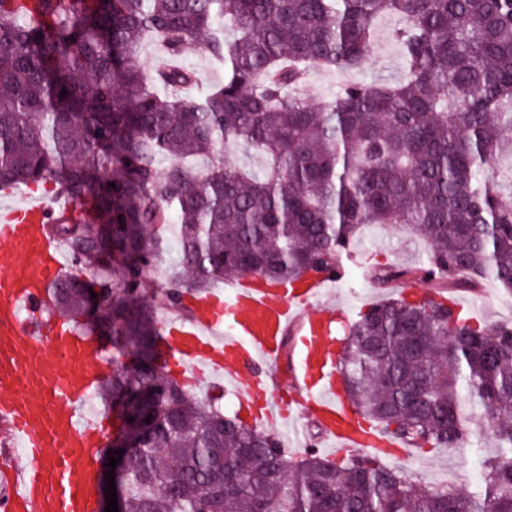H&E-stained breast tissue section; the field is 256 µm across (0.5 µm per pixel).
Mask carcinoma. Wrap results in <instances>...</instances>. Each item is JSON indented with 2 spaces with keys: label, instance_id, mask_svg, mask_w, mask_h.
Here are the masks:
<instances>
[{
  "label": "carcinoma",
  "instance_id": "carcinoma-1",
  "mask_svg": "<svg viewBox=\"0 0 512 512\" xmlns=\"http://www.w3.org/2000/svg\"><path fill=\"white\" fill-rule=\"evenodd\" d=\"M38 2L46 26L0 0V191L50 184L83 213L48 224L79 268L48 298L131 357L99 387L119 421L112 449L131 451L116 465L121 512H512V323L475 324L444 297L480 282L512 296L497 175L512 159V0ZM381 16L403 21V80L343 81L319 106L296 91L312 67L359 68ZM147 44L169 64L148 68ZM195 46L224 81L187 96L198 79L179 58ZM233 147L261 166L224 161ZM362 224L427 241L419 266L371 273L440 298L361 314L337 353L344 394L409 447L488 433L497 453L475 491L416 484L371 455L287 461L159 362L157 313H187L184 294L334 273ZM171 240L177 267L147 299Z\"/></svg>",
  "mask_w": 512,
  "mask_h": 512
}]
</instances>
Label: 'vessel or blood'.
Returning <instances> with one entry per match:
<instances>
[{"mask_svg":"<svg viewBox=\"0 0 512 512\" xmlns=\"http://www.w3.org/2000/svg\"><path fill=\"white\" fill-rule=\"evenodd\" d=\"M53 213L52 204L36 200L0 207V512H98V460L113 431L112 415L91 416L81 402L103 373L100 341L32 320L69 261L46 233ZM336 280L323 274L300 286L267 287L246 276L231 292L192 297L189 321L163 324L167 370L195 387L224 378L245 423L280 426L288 452L306 447L298 423L308 414L335 452L402 457L397 442L376 434L336 387V310L319 303ZM291 330L301 352L296 395L287 400L252 368L276 364Z\"/></svg>","mask_w":512,"mask_h":512,"instance_id":"b4317fda","label":"vessel or blood"}]
</instances>
